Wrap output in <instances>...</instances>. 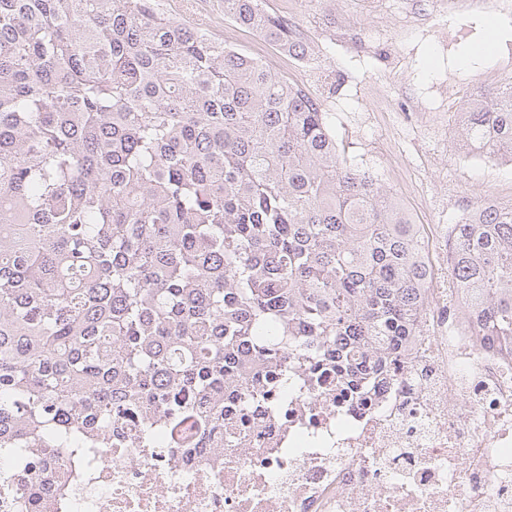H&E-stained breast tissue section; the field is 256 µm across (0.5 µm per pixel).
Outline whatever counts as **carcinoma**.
<instances>
[{
	"instance_id": "carcinoma-1",
	"label": "carcinoma",
	"mask_w": 512,
	"mask_h": 512,
	"mask_svg": "<svg viewBox=\"0 0 512 512\" xmlns=\"http://www.w3.org/2000/svg\"><path fill=\"white\" fill-rule=\"evenodd\" d=\"M224 17L307 56L263 0ZM459 125L463 153L512 156V82ZM448 239L474 334L512 353V208L479 197ZM428 284L421 225L260 60L157 0H0V512L44 483L34 449L201 438L292 353L359 389Z\"/></svg>"
}]
</instances>
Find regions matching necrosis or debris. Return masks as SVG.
Returning a JSON list of instances; mask_svg holds the SVG:
<instances>
[{
    "label": "necrosis or debris",
    "mask_w": 512,
    "mask_h": 512,
    "mask_svg": "<svg viewBox=\"0 0 512 512\" xmlns=\"http://www.w3.org/2000/svg\"><path fill=\"white\" fill-rule=\"evenodd\" d=\"M448 246L417 335L364 393L331 375L259 409L225 399L219 454L178 430L45 449L46 512H512V354L456 317Z\"/></svg>",
    "instance_id": "4bbe7bcc"
}]
</instances>
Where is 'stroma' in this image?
<instances>
[{
  "label": "stroma",
  "mask_w": 512,
  "mask_h": 512,
  "mask_svg": "<svg viewBox=\"0 0 512 512\" xmlns=\"http://www.w3.org/2000/svg\"><path fill=\"white\" fill-rule=\"evenodd\" d=\"M272 15L296 8L308 50L304 64L268 51L258 34L231 29L223 0H159L161 9L182 22L205 23L211 34L250 55H266L273 70L300 82L329 112L336 142L352 162L369 169L400 197L415 223L423 227L426 247L455 223L475 197L487 194L512 200V168L460 155L452 116L476 93H491L512 81V66L500 52L462 63L480 43L484 14H442L437 21L456 35L443 49L435 33L423 30L410 0H340L325 14L305 0H263ZM401 49L390 68L379 37ZM434 105L428 122L402 114L406 94Z\"/></svg>",
  "instance_id": "stroma-1"
}]
</instances>
